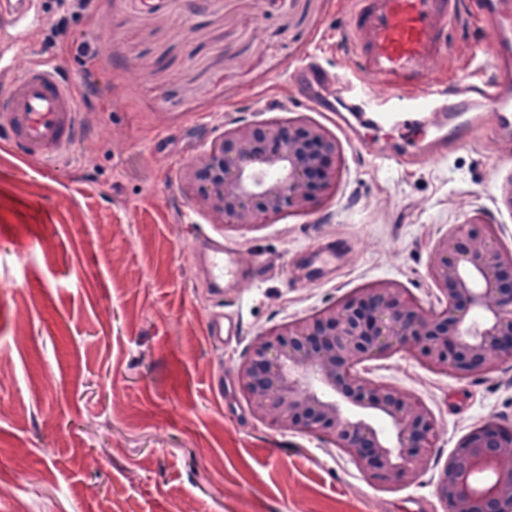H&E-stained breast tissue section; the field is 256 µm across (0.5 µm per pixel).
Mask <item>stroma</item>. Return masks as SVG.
Here are the masks:
<instances>
[{
	"instance_id": "35a3bbf8",
	"label": "stroma",
	"mask_w": 512,
	"mask_h": 512,
	"mask_svg": "<svg viewBox=\"0 0 512 512\" xmlns=\"http://www.w3.org/2000/svg\"><path fill=\"white\" fill-rule=\"evenodd\" d=\"M23 40L0 39V100L15 67L51 59L78 85L88 136L57 166L0 141V512H444L439 471L460 439L512 429V358L462 378L398 352L365 374L421 399L436 440L413 483L372 485L327 438L254 416L237 370L253 339L354 289L396 281L422 305L448 229L481 214L512 249V141L486 124L433 159L386 160L312 112L292 76L311 57L358 78L336 44L349 0H35ZM462 21L445 70L491 76ZM302 114L334 130L345 169L304 215L236 231L200 211L181 172L236 122ZM220 240L266 266L215 298L195 254ZM336 246L313 277L308 253ZM234 317L230 345L208 337ZM230 387L212 391L215 378Z\"/></svg>"
}]
</instances>
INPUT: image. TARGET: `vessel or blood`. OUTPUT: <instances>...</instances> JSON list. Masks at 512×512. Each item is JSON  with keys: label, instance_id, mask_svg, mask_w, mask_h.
Listing matches in <instances>:
<instances>
[{"label": "vessel or blood", "instance_id": "b4317fda", "mask_svg": "<svg viewBox=\"0 0 512 512\" xmlns=\"http://www.w3.org/2000/svg\"><path fill=\"white\" fill-rule=\"evenodd\" d=\"M466 13L490 33L483 49L495 60L493 76H476L464 85L428 78L429 69L445 58L450 30ZM36 21L29 0L0 5L1 34ZM336 41L349 47L352 65L382 88L391 106L368 108L363 94L311 60L297 70L294 82L313 110L334 117L350 113L358 126L374 132L390 129L394 140L422 144L429 157L471 140L486 110L496 112L504 134L512 133V0H352L350 21ZM82 136L73 80L56 62L29 61L14 90L0 101V140L17 155L51 166ZM200 260L219 291L241 287L261 272L260 265L244 262L233 246L218 241L204 248Z\"/></svg>", "mask_w": 512, "mask_h": 512}]
</instances>
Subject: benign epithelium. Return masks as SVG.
<instances>
[{
    "mask_svg": "<svg viewBox=\"0 0 512 512\" xmlns=\"http://www.w3.org/2000/svg\"><path fill=\"white\" fill-rule=\"evenodd\" d=\"M344 157L336 136L304 117L228 127L181 173L194 204L218 223L250 230L307 213L336 193ZM428 273L445 306L427 309L393 281L351 292L257 336L238 368L252 413L280 430L329 437L373 485L414 482L436 437L431 410L358 366L405 352L459 376L512 358V250L480 215L440 238ZM446 512H512V435L491 425L466 434L440 471Z\"/></svg>",
    "mask_w": 512,
    "mask_h": 512,
    "instance_id": "obj_1",
    "label": "benign epithelium"
}]
</instances>
